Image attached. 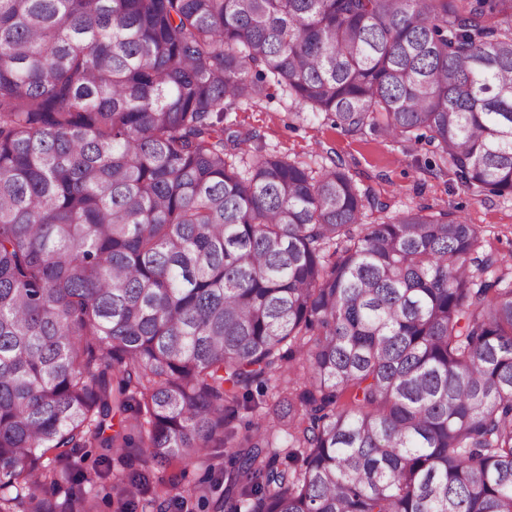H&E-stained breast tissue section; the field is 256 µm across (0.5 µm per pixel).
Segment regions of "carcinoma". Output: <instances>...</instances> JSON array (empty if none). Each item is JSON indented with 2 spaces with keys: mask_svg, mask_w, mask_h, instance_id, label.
I'll list each match as a JSON object with an SVG mask.
<instances>
[{
  "mask_svg": "<svg viewBox=\"0 0 512 512\" xmlns=\"http://www.w3.org/2000/svg\"><path fill=\"white\" fill-rule=\"evenodd\" d=\"M269 83L512 196V0H0V512H96L84 448L212 460L159 512H512L502 259L366 223L339 163L239 167Z\"/></svg>",
  "mask_w": 512,
  "mask_h": 512,
  "instance_id": "1",
  "label": "carcinoma"
}]
</instances>
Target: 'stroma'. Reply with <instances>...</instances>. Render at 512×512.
I'll return each mask as SVG.
<instances>
[{"label":"stroma","mask_w":512,"mask_h":512,"mask_svg":"<svg viewBox=\"0 0 512 512\" xmlns=\"http://www.w3.org/2000/svg\"><path fill=\"white\" fill-rule=\"evenodd\" d=\"M224 123L252 134L253 146L311 168L336 161L357 185L388 203L390 213L410 206L449 209L480 233L485 250L512 263V196L488 198L463 187L426 141L410 142L372 131L348 134L325 115L298 114L287 93L270 86L267 98L225 113ZM209 473L196 461H173L155 471L141 500H150L159 482L181 487L206 485Z\"/></svg>","instance_id":"35a3bbf8"}]
</instances>
